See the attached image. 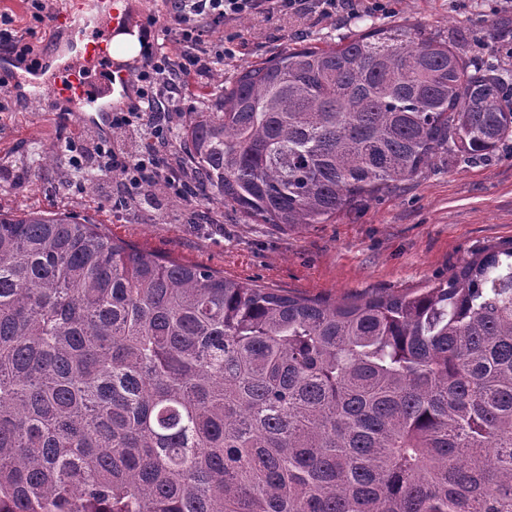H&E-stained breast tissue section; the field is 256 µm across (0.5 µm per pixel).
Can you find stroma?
Masks as SVG:
<instances>
[{
    "instance_id": "35a3bbf8",
    "label": "stroma",
    "mask_w": 512,
    "mask_h": 512,
    "mask_svg": "<svg viewBox=\"0 0 512 512\" xmlns=\"http://www.w3.org/2000/svg\"><path fill=\"white\" fill-rule=\"evenodd\" d=\"M66 5V0H43L38 17L26 0H0V11L11 15L22 37L26 62L51 68L67 51V31L55 22ZM141 7L155 31L151 49L176 57L178 23L165 0H141ZM404 22L451 40L467 27L470 35L461 52L512 85V58L497 50L499 37L512 36V13L496 11L492 0H398L394 13L376 16H242L220 27L201 24V44L229 79L292 43L326 46L374 23ZM108 124L99 113L71 111L62 100L32 107L20 98L11 74L1 76L0 210L70 214L140 249L234 281L328 302L421 291L484 249L512 239V140L483 160L442 156L418 178L343 210L327 223L284 231L227 207L216 209L211 225L186 223L172 201L121 209L111 196L88 192L97 171L73 170L63 189L42 172L39 163L53 150L59 163L70 168V155L61 144L79 142Z\"/></svg>"
}]
</instances>
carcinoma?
Segmentation results:
<instances>
[{"label": "carcinoma", "instance_id": "obj_1", "mask_svg": "<svg viewBox=\"0 0 512 512\" xmlns=\"http://www.w3.org/2000/svg\"><path fill=\"white\" fill-rule=\"evenodd\" d=\"M211 85L175 157L284 229L512 140V88L413 26ZM0 512H512V240L329 303L0 210Z\"/></svg>", "mask_w": 512, "mask_h": 512}]
</instances>
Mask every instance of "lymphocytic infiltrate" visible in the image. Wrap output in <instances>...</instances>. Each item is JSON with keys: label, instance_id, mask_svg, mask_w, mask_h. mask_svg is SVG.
Masks as SVG:
<instances>
[{"label": "lymphocytic infiltrate", "instance_id": "lymphocytic-infiltrate-1", "mask_svg": "<svg viewBox=\"0 0 512 512\" xmlns=\"http://www.w3.org/2000/svg\"><path fill=\"white\" fill-rule=\"evenodd\" d=\"M308 0H169L175 16L186 25L178 38L181 69L192 75L210 68L211 63L200 50L198 25L202 22L217 24L229 22L243 15L301 14ZM168 61L150 57L136 74V103L129 108L113 109L110 124L113 131L130 133L145 141V148L133 153L116 151L108 135L96 132L79 146L80 159H100L105 174H117L125 187V198L138 201L144 185L164 187L178 197H186L188 181L175 177L164 157L152 145L169 139L172 127L159 106L155 92L167 78Z\"/></svg>", "mask_w": 512, "mask_h": 512}]
</instances>
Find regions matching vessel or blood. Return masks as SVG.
Here are the masks:
<instances>
[{
  "label": "vessel or blood",
  "mask_w": 512,
  "mask_h": 512,
  "mask_svg": "<svg viewBox=\"0 0 512 512\" xmlns=\"http://www.w3.org/2000/svg\"><path fill=\"white\" fill-rule=\"evenodd\" d=\"M78 49L60 61L52 73L30 78L16 75L30 95L50 91L83 111L97 110L106 99L120 100L131 83L136 64L115 57L118 42L137 37L139 15L128 12L124 0H74L59 18Z\"/></svg>",
  "instance_id": "b4317fda"
}]
</instances>
